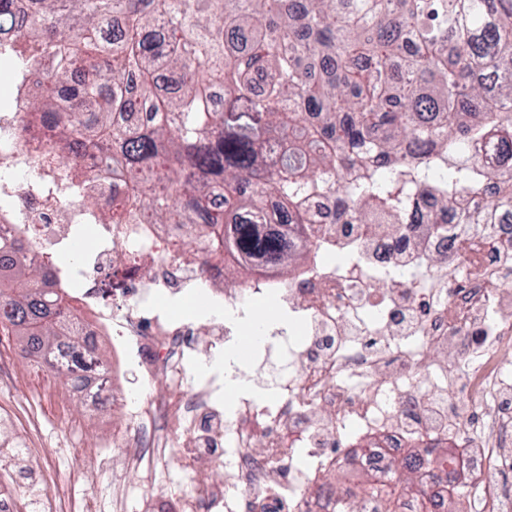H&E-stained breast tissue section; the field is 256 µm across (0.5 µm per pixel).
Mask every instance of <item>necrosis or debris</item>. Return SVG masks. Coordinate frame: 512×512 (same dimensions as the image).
Returning <instances> with one entry per match:
<instances>
[{
	"instance_id": "obj_1",
	"label": "necrosis or debris",
	"mask_w": 512,
	"mask_h": 512,
	"mask_svg": "<svg viewBox=\"0 0 512 512\" xmlns=\"http://www.w3.org/2000/svg\"><path fill=\"white\" fill-rule=\"evenodd\" d=\"M46 92L29 75L0 110V236L21 240L24 256L47 269L76 228L89 227L79 314L60 333L93 356L111 346L104 372H77L71 386L93 407L124 416L112 447L127 483L150 482L171 463L188 471L204 458L213 479L167 489L177 512H342L343 498L324 475L356 471L388 484L406 459L431 512H446L453 492L465 495L469 512H512V491L483 481L512 445L504 397L512 371L499 355L512 345L511 224L492 238L458 231L479 204L463 194L445 209L431 197L416 201L451 234L427 224L390 232L330 223L338 196H309L329 259L310 258L286 277L253 274L236 257L176 248L177 224L99 223V211L128 193L120 179L105 175L62 197L46 192L55 170L45 154L56 131L26 109ZM30 166L37 180L23 177ZM230 279L238 287H227ZM199 288L224 317L201 324L158 311L159 298ZM267 296L298 324L274 331L287 371L266 401L223 407L203 375L238 376L226 363L244 334L235 314ZM132 368L142 380L137 392L121 383ZM459 375L462 405L473 412L464 425L449 419L439 388Z\"/></svg>"
}]
</instances>
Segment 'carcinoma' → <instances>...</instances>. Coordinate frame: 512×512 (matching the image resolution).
Masks as SVG:
<instances>
[{"label":"carcinoma","instance_id":"cac0c4a2","mask_svg":"<svg viewBox=\"0 0 512 512\" xmlns=\"http://www.w3.org/2000/svg\"><path fill=\"white\" fill-rule=\"evenodd\" d=\"M7 11L5 34L38 47L14 51L17 71L36 72L61 88L84 63V80L59 107L34 98L59 129L48 156L56 169L71 141L94 146L112 175L129 184L127 201L99 216L103 224H182L209 255L238 253L247 262H295L262 219L265 197L288 205L300 243L311 219L308 193L345 186L339 224H432L414 205L425 190L442 206L462 193L497 190L461 220L487 232L512 224V0H24ZM123 29L112 33V18ZM178 77L179 93L157 87V71ZM224 86V111L211 89ZM157 113L146 128L115 122L141 106ZM490 149L492 165L470 161L472 144ZM254 191L224 213L207 203L217 188L242 180ZM9 287L0 284V330L54 350L62 314L74 316L67 291L41 267L17 258ZM394 486L365 482L360 498L386 501Z\"/></svg>","mask_w":512,"mask_h":512}]
</instances>
